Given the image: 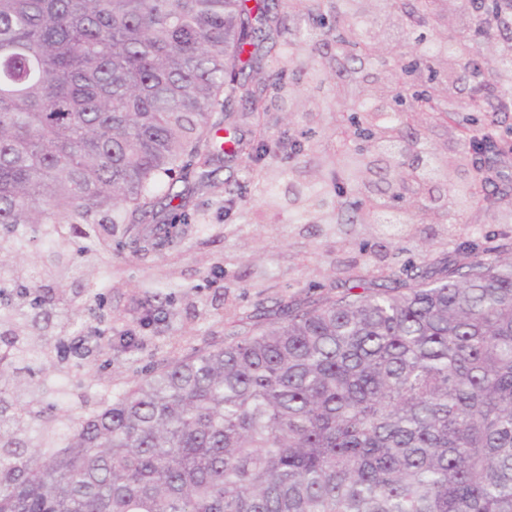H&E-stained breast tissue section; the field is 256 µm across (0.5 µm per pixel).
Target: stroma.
<instances>
[{"instance_id": "stroma-1", "label": "stroma", "mask_w": 512, "mask_h": 512, "mask_svg": "<svg viewBox=\"0 0 512 512\" xmlns=\"http://www.w3.org/2000/svg\"><path fill=\"white\" fill-rule=\"evenodd\" d=\"M280 27L283 60L265 61L260 76L269 84L283 80L297 96L317 97L319 110L297 113L287 122V104L277 95H269L263 112L235 101L231 121L239 136L264 144L265 150L249 159L215 158L178 182L181 206H157L155 221L191 225L180 246L140 257L128 246L124 225L113 226L117 246L105 253L93 280L77 277L62 284L76 304L103 298V316H78L77 336L92 353L82 359L66 356L45 402L59 401L71 414L86 415L98 398L128 388L150 362L222 345L234 322L255 309L282 299L325 298L346 281L386 276L422 256L436 267L462 263L471 255L467 242L479 244L487 236L512 249V223L498 221L512 212L511 166L504 167L490 208L470 212L452 238L445 225L429 221L415 222L405 240L392 228L382 235L361 229L345 234L323 224L294 222L287 210L271 206L269 182H276L284 196L289 183L305 184L325 172L334 151L326 130L337 109L334 81L314 87L310 61L301 57L286 63L295 51L289 14H281ZM160 290L170 295V305L159 322L140 325L141 302ZM128 326L140 339L138 347L120 354L109 350L112 329Z\"/></svg>"}]
</instances>
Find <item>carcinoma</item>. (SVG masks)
<instances>
[{
	"mask_svg": "<svg viewBox=\"0 0 512 512\" xmlns=\"http://www.w3.org/2000/svg\"><path fill=\"white\" fill-rule=\"evenodd\" d=\"M282 0H0V251L23 228L52 242L32 290L21 267H0V512H512V250L488 245L442 277L426 262L383 282L359 281L306 304L280 301L248 316L223 345L160 362L79 418L20 404L35 395L29 361L65 346L75 301L58 284L96 267L126 224L134 252L181 245L178 224H151L159 193L213 156L253 151L231 131L232 93L263 110L265 86L248 70L270 55ZM438 0H384L411 34ZM312 18L319 0H288ZM371 0H333L330 19L300 29L298 52L320 54L317 31L336 30V54L310 72L338 76L329 164L357 181L369 171L346 146L349 127L399 168L386 188L347 207L330 185L290 186L288 207L331 224L419 219L455 223L485 208L469 142L454 158L424 143L418 120L457 126L483 111L457 87L422 90V69H463L478 52L470 27L438 36L410 66L412 82L359 90L384 53L357 22ZM491 89L512 101V43L488 61ZM448 181L439 208L419 197L390 213L398 189ZM64 429L65 444L55 446ZM34 447L36 451L27 452Z\"/></svg>",
	"mask_w": 512,
	"mask_h": 512,
	"instance_id": "carcinoma-1",
	"label": "carcinoma"
}]
</instances>
